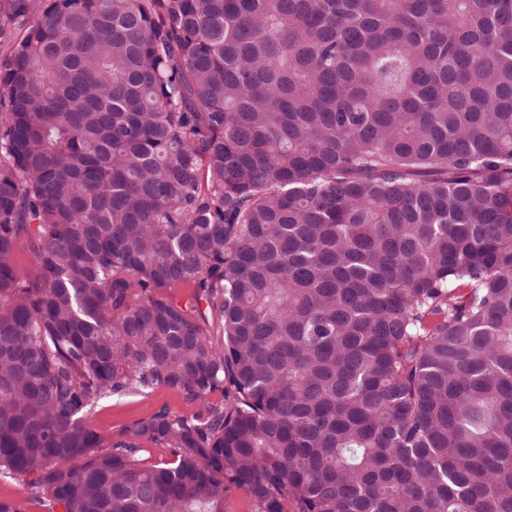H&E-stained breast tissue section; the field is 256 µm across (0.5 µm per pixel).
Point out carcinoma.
<instances>
[{
	"instance_id": "1",
	"label": "carcinoma",
	"mask_w": 512,
	"mask_h": 512,
	"mask_svg": "<svg viewBox=\"0 0 512 512\" xmlns=\"http://www.w3.org/2000/svg\"><path fill=\"white\" fill-rule=\"evenodd\" d=\"M2 41L0 480L512 512V0H0ZM158 388L199 409L95 430Z\"/></svg>"
}]
</instances>
